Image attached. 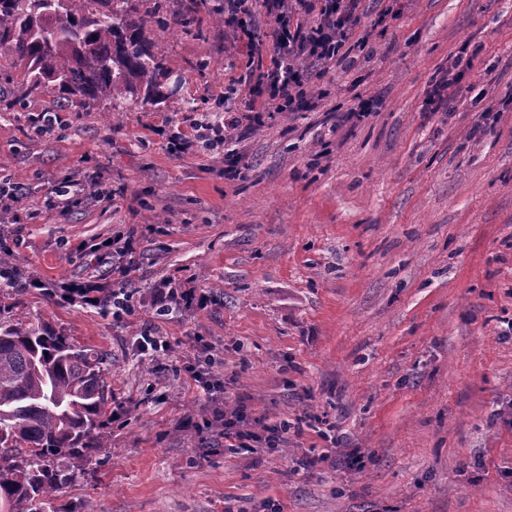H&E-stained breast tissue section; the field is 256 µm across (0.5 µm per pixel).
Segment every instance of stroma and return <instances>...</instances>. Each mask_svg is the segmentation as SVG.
<instances>
[{"label":"stroma","mask_w":512,"mask_h":512,"mask_svg":"<svg viewBox=\"0 0 512 512\" xmlns=\"http://www.w3.org/2000/svg\"><path fill=\"white\" fill-rule=\"evenodd\" d=\"M190 30L147 33L182 79L166 103L112 116L48 91L25 97L0 54V165L18 199L0 206L12 263L46 288H0V320L46 324L112 357L124 416L54 505L95 512H512V0H360L352 63L312 78L313 100L243 122L248 57L214 7ZM398 19H389V12ZM460 92L428 111L436 75L463 49ZM238 91L225 95L229 84ZM376 101L362 120L350 114ZM231 111L239 152L189 142L196 116ZM491 129L476 135L479 111ZM54 112L52 133L32 118ZM73 207H45L51 181ZM137 227L135 316L72 302L112 290L100 248ZM163 280L212 293L208 309L154 319ZM170 343L155 356L147 326ZM221 363V403L191 385L197 338ZM291 429L281 452L215 450L216 406ZM335 424L339 446L319 434ZM327 460L305 468L307 457ZM354 454L361 468L346 469Z\"/></svg>","instance_id":"stroma-1"}]
</instances>
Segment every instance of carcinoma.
Masks as SVG:
<instances>
[{
    "instance_id": "cac0c4a2",
    "label": "carcinoma",
    "mask_w": 512,
    "mask_h": 512,
    "mask_svg": "<svg viewBox=\"0 0 512 512\" xmlns=\"http://www.w3.org/2000/svg\"><path fill=\"white\" fill-rule=\"evenodd\" d=\"M156 14L129 0H0V50L23 65L36 96L56 91L89 109L154 105L178 85L147 37ZM105 355L45 324H0V512H44L60 486L84 470L112 421Z\"/></svg>"
}]
</instances>
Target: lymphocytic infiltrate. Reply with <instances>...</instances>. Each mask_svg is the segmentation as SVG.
Returning a JSON list of instances; mask_svg holds the SVG:
<instances>
[{
	"instance_id": "1",
	"label": "lymphocytic infiltrate",
	"mask_w": 512,
	"mask_h": 512,
	"mask_svg": "<svg viewBox=\"0 0 512 512\" xmlns=\"http://www.w3.org/2000/svg\"><path fill=\"white\" fill-rule=\"evenodd\" d=\"M253 0H224V22L235 33L248 58L261 57L257 32L269 28L274 54L269 65L252 70L248 95L263 112H293L307 96L304 87L312 71L326 72L343 64L353 47L350 34L357 23L360 0H262L261 10H254ZM118 262L112 265L114 280L111 295H102L97 283L75 282L69 292L78 302L92 307L111 306L113 320L135 314L133 295L126 283L135 265V239L126 237L116 247ZM210 295L192 288H175L170 282L152 290V307L159 318H169L181 309L205 310L212 305ZM243 410L226 412L212 423L211 430L224 441L231 454L256 452L260 448L280 447L289 431L287 421L263 425L261 432L243 428Z\"/></svg>"
}]
</instances>
